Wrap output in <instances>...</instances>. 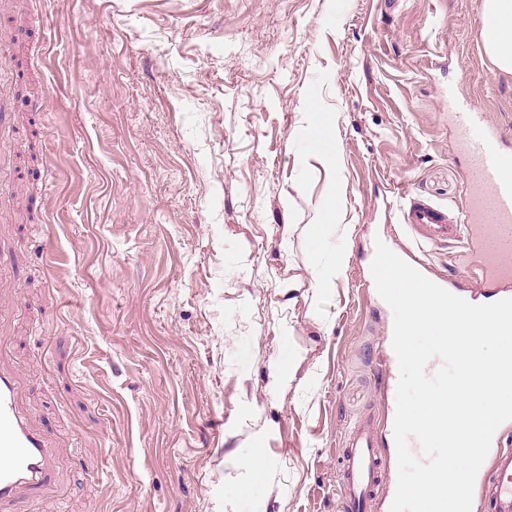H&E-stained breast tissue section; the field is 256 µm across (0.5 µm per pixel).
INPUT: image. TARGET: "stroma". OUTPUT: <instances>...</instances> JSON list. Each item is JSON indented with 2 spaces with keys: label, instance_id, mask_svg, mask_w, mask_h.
<instances>
[{
  "label": "stroma",
  "instance_id": "1",
  "mask_svg": "<svg viewBox=\"0 0 512 512\" xmlns=\"http://www.w3.org/2000/svg\"><path fill=\"white\" fill-rule=\"evenodd\" d=\"M482 0H0L14 22L0 192V365L55 445L22 512H343L344 436L375 416L390 512L393 314L375 239L418 254L398 189L457 213L456 98L512 149ZM42 98L31 111L23 95ZM318 113L322 143L310 137Z\"/></svg>",
  "mask_w": 512,
  "mask_h": 512
}]
</instances>
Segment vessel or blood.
<instances>
[{
  "label": "vessel or blood",
  "mask_w": 512,
  "mask_h": 512,
  "mask_svg": "<svg viewBox=\"0 0 512 512\" xmlns=\"http://www.w3.org/2000/svg\"><path fill=\"white\" fill-rule=\"evenodd\" d=\"M12 102L0 86V189L6 185L8 128ZM456 148L467 166L465 200L459 216L415 197H404V226L421 241L432 244L458 241L476 259V280L496 288L512 283V151L501 145L493 127L473 132L469 122L457 120ZM15 374L0 369V508L10 506L25 490L42 486L52 464L50 440L34 428L18 402ZM373 416L358 418L343 443V466L337 488L344 512H364L383 483V461L376 448ZM483 492L494 512H512V449L493 459Z\"/></svg>",
  "instance_id": "b4317fda"
}]
</instances>
